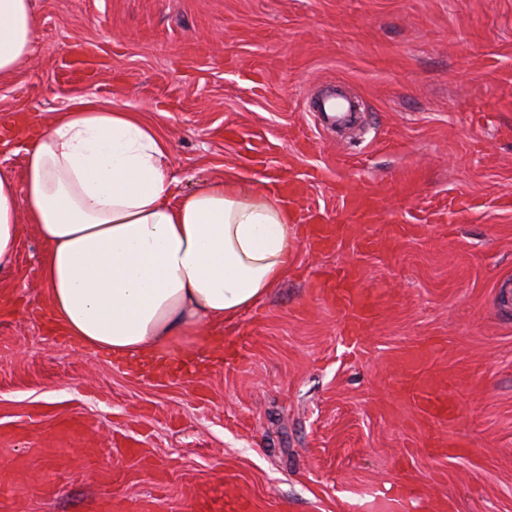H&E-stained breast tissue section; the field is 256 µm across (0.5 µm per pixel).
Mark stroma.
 Listing matches in <instances>:
<instances>
[{"label":"stroma","instance_id":"stroma-1","mask_svg":"<svg viewBox=\"0 0 512 512\" xmlns=\"http://www.w3.org/2000/svg\"><path fill=\"white\" fill-rule=\"evenodd\" d=\"M36 47L0 76V168L22 180V139L82 101L137 113L170 148L179 192L232 176L307 187L300 237L267 298L210 335L229 364L156 383L56 342L43 245L23 227L0 271V512H106L112 501L190 512L215 488L263 512H364L413 482L408 512H512V0H31ZM340 84L358 130L321 127L311 102ZM372 187L374 224L350 223L337 184ZM347 225L317 252L304 221ZM380 241L367 251L366 240ZM347 262L384 303L360 351L317 299ZM459 404L460 458L397 394L402 357ZM82 424L69 462L43 441ZM115 477L104 482L103 464Z\"/></svg>","mask_w":512,"mask_h":512}]
</instances>
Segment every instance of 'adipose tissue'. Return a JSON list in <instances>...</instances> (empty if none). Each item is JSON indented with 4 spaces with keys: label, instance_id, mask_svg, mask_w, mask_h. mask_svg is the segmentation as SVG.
I'll list each match as a JSON object with an SVG mask.
<instances>
[{
    "label": "adipose tissue",
    "instance_id": "adipose-tissue-1",
    "mask_svg": "<svg viewBox=\"0 0 512 512\" xmlns=\"http://www.w3.org/2000/svg\"><path fill=\"white\" fill-rule=\"evenodd\" d=\"M35 38L31 0H0V75ZM173 183L165 140L135 113L69 108L31 138L22 183L0 169V269L32 225L55 322L87 351L155 359L268 296L297 239L271 189L211 179L177 196Z\"/></svg>",
    "mask_w": 512,
    "mask_h": 512
}]
</instances>
